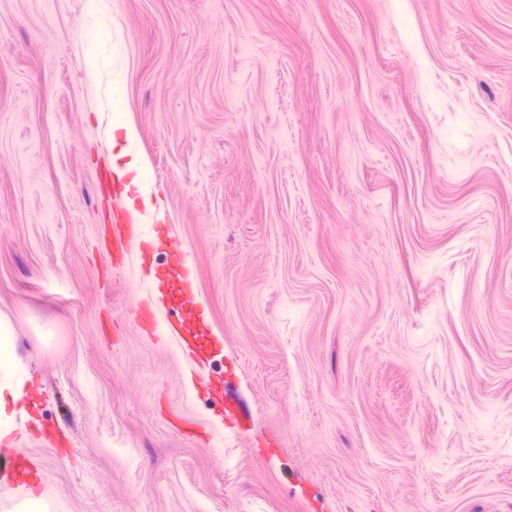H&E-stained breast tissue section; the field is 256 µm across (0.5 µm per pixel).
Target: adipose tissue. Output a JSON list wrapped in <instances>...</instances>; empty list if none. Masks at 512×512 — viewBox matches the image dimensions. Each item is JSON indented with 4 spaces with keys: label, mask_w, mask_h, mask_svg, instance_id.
Returning a JSON list of instances; mask_svg holds the SVG:
<instances>
[{
    "label": "adipose tissue",
    "mask_w": 512,
    "mask_h": 512,
    "mask_svg": "<svg viewBox=\"0 0 512 512\" xmlns=\"http://www.w3.org/2000/svg\"><path fill=\"white\" fill-rule=\"evenodd\" d=\"M30 379L16 353L9 327L0 323V440L20 429L17 418L24 415L25 410L18 402Z\"/></svg>",
    "instance_id": "adipose-tissue-1"
}]
</instances>
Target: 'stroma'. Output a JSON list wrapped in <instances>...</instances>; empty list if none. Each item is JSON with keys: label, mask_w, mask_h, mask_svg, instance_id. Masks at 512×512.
<instances>
[{"label": "stroma", "mask_w": 512, "mask_h": 512, "mask_svg": "<svg viewBox=\"0 0 512 512\" xmlns=\"http://www.w3.org/2000/svg\"><path fill=\"white\" fill-rule=\"evenodd\" d=\"M0 320V512H512V0H0ZM87 55L86 64L89 69H101L111 63L108 47L98 35L90 39ZM112 166L113 170L117 174V179L121 180L125 176H131L129 183L125 185L124 192L127 193L131 186L136 187L139 197L142 199L143 204L148 208V196L141 189V186L146 179V167L142 159L133 152L130 147H125L113 157ZM30 380V374L16 353L10 328L0 323V440L17 431L27 432L25 422L28 416L18 402ZM18 415L21 417L20 425L17 423Z\"/></svg>", "instance_id": "1"}]
</instances>
